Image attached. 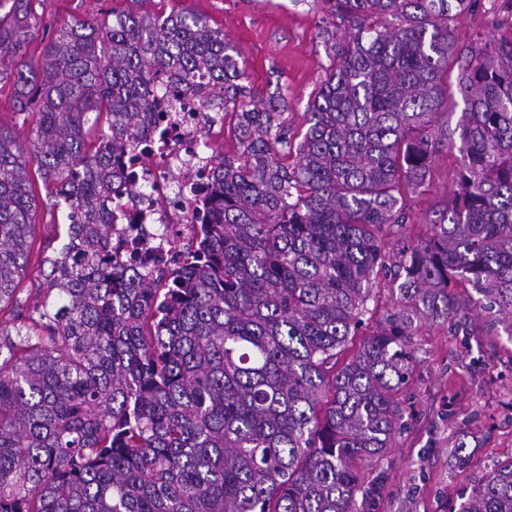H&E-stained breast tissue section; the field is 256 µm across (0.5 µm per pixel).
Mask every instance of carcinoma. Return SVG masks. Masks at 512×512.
<instances>
[{
	"label": "carcinoma",
	"instance_id": "cac0c4a2",
	"mask_svg": "<svg viewBox=\"0 0 512 512\" xmlns=\"http://www.w3.org/2000/svg\"><path fill=\"white\" fill-rule=\"evenodd\" d=\"M0 17L23 147L0 125V512H358V461L402 417L416 322L473 310L512 337V43L457 45L476 0H325L332 63L294 133L279 98L243 84L224 32L188 8L112 9L42 26ZM457 69L464 109L441 121ZM233 120L190 262L156 278L112 265V195L145 130L184 99ZM106 114L98 144L90 115ZM460 154L458 193L431 235L403 242L408 201L437 152ZM67 212L41 259L42 298L13 305L34 237L31 163ZM397 241L391 265L381 242ZM399 305L352 358L378 275ZM458 512H512V460Z\"/></svg>",
	"mask_w": 512,
	"mask_h": 512
}]
</instances>
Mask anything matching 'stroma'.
Segmentation results:
<instances>
[{
    "instance_id": "1",
    "label": "stroma",
    "mask_w": 512,
    "mask_h": 512,
    "mask_svg": "<svg viewBox=\"0 0 512 512\" xmlns=\"http://www.w3.org/2000/svg\"><path fill=\"white\" fill-rule=\"evenodd\" d=\"M126 0H31L45 25L85 19L126 8ZM506 0H479L454 27L458 45L512 41ZM189 8L206 15L212 27L240 53L251 86L260 94L283 90L288 122L301 128L309 97L330 61L322 21V0H159V13ZM458 154L439 152L424 187L410 203L403 234L417 242L430 233L439 208L457 190ZM34 254L55 237L65 214L53 205L41 179H34ZM410 349L408 383L395 400L402 426L380 457L363 460L365 491L360 512H457L460 495L490 470L512 459V324L481 313L464 327L421 322Z\"/></svg>"
}]
</instances>
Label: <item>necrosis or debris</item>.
Returning <instances> with one entry per match:
<instances>
[{"label":"necrosis or debris","instance_id":"1","mask_svg":"<svg viewBox=\"0 0 512 512\" xmlns=\"http://www.w3.org/2000/svg\"><path fill=\"white\" fill-rule=\"evenodd\" d=\"M214 128L203 115L176 113L168 145L145 159L143 180L112 200L118 221L115 261H124L127 244L134 240L141 248L163 250V271L181 265L184 245L195 234L193 189L207 183L213 168L210 155L197 145Z\"/></svg>","mask_w":512,"mask_h":512}]
</instances>
